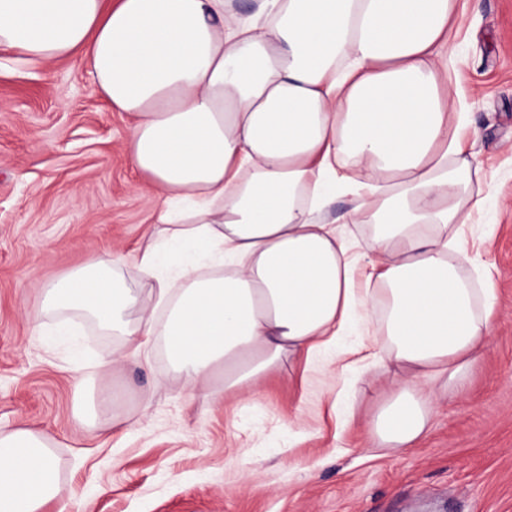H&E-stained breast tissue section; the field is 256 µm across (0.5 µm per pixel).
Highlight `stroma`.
Listing matches in <instances>:
<instances>
[{"instance_id": "1", "label": "stroma", "mask_w": 512, "mask_h": 512, "mask_svg": "<svg viewBox=\"0 0 512 512\" xmlns=\"http://www.w3.org/2000/svg\"><path fill=\"white\" fill-rule=\"evenodd\" d=\"M457 25L456 82L490 205L464 236L497 290L492 339L468 397L440 398L427 434L381 458L368 434L377 382L323 374L327 355L314 372L285 362L246 403L188 396L160 353L113 367L122 342L81 314L71 341L54 312L33 330L40 281L133 253L159 196L129 163V116L85 67L0 49V430L52 441L59 494L43 512H512V0H465ZM110 380L131 395L123 418L88 429L75 400ZM343 390L349 426L333 408Z\"/></svg>"}]
</instances>
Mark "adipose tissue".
<instances>
[{
	"label": "adipose tissue",
	"instance_id": "adipose-tissue-1",
	"mask_svg": "<svg viewBox=\"0 0 512 512\" xmlns=\"http://www.w3.org/2000/svg\"><path fill=\"white\" fill-rule=\"evenodd\" d=\"M253 3L0 0V49L85 66L133 116L131 165L161 199L163 229L136 257L44 285L43 307L120 337L116 361L162 340L184 387L216 399L255 401L285 357L334 347L337 372L398 369L369 434L410 447L441 395H465L497 303L492 282L475 287L463 237L484 201L448 79L460 0ZM340 190L346 222L372 228L360 288L328 216ZM355 330L373 363L341 348ZM58 485L43 434L0 431V512H42Z\"/></svg>",
	"mask_w": 512,
	"mask_h": 512
}]
</instances>
